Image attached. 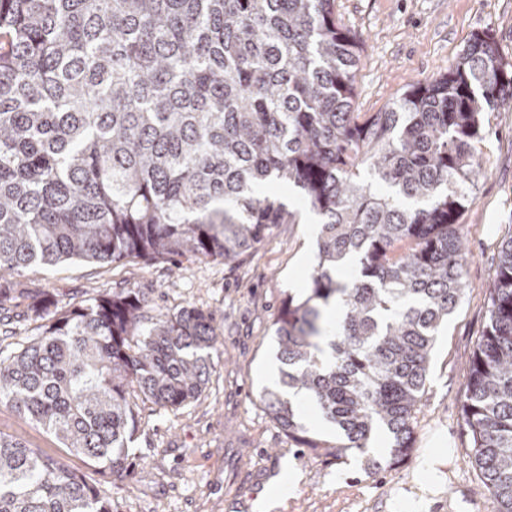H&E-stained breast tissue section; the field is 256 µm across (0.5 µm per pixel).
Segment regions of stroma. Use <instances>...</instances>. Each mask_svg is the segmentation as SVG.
I'll return each instance as SVG.
<instances>
[{"label":"stroma","mask_w":512,"mask_h":512,"mask_svg":"<svg viewBox=\"0 0 512 512\" xmlns=\"http://www.w3.org/2000/svg\"><path fill=\"white\" fill-rule=\"evenodd\" d=\"M334 11L362 47L354 102L361 113L384 111L410 85L447 72L475 33L490 31L512 61V0H335ZM484 124L487 133L474 150L482 173L462 218L464 294L436 338L412 446L400 461L391 460L383 431L372 435L367 454L336 453L339 433L308 400L299 404L302 432L287 435L261 400L274 385L264 374L278 361L274 324L288 296L306 293L317 263L318 218L292 187L279 195L299 211V223L276 225L258 250L232 265L66 262L15 277L14 299L0 310L4 354L34 334L32 307L46 296L68 309L137 288L150 313L196 306L212 315L218 338L205 390L176 410L137 406L130 476L97 473L6 403L0 434L20 438L65 470L95 475L112 512H258V499L270 492L283 501L276 512H406L408 494L421 483L436 487L427 512H498L469 461L462 417L468 359L488 322L500 246L512 238V108L486 113ZM369 457L376 467H367ZM289 464L302 474L293 488Z\"/></svg>","instance_id":"stroma-1"}]
</instances>
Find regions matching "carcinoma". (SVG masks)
<instances>
[{
    "label": "carcinoma",
    "mask_w": 512,
    "mask_h": 512,
    "mask_svg": "<svg viewBox=\"0 0 512 512\" xmlns=\"http://www.w3.org/2000/svg\"><path fill=\"white\" fill-rule=\"evenodd\" d=\"M334 0H0V307L8 277L66 261L222 259L299 213L321 217L308 293L275 322L282 388L261 396L290 434L310 398L347 449L377 430L411 448L441 326L460 303V220L484 114L512 107V62L476 33L448 72L391 107L354 111L361 61ZM356 275L337 272L347 261ZM469 359L464 423L483 487L512 512V238ZM341 308L329 358L319 340ZM0 358V403L114 477L132 396L198 399L217 340L195 306L150 314L123 288L66 311ZM0 512H112L96 481L0 435Z\"/></svg>",
    "instance_id": "obj_1"
}]
</instances>
